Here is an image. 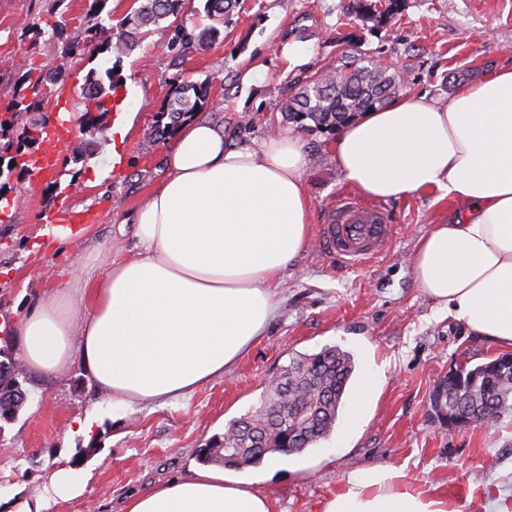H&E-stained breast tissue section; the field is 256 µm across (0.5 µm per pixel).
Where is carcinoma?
Segmentation results:
<instances>
[{
  "label": "carcinoma",
  "instance_id": "cac0c4a2",
  "mask_svg": "<svg viewBox=\"0 0 512 512\" xmlns=\"http://www.w3.org/2000/svg\"><path fill=\"white\" fill-rule=\"evenodd\" d=\"M108 0H91L90 14L97 21L83 31L66 34L65 24L55 25L56 35L64 39L62 62L46 65L39 70L33 82L31 96H15L4 108L0 117V156L11 151L34 153L41 150L49 133L45 121H25L22 115L41 111L42 88L64 82L69 76L68 62L84 56L101 59L102 68L90 69L84 80L85 111L78 123L93 126L97 119L91 112L109 111L108 99L112 87L120 82L116 70L122 68L123 57L140 43L147 28L159 21L176 16L182 0H141L138 8L120 24V31L112 28V14L102 18ZM237 5L236 0H206L207 13L217 19L224 18ZM220 30L184 24L175 27L174 35L166 44L168 52L181 55L195 46L206 48L219 41ZM401 79L380 66H361L349 69L344 65L321 70L299 88L285 106L288 118L301 123L310 120L315 127L336 131L356 115L369 109L382 107L396 96ZM211 100L209 87L187 79L170 83L166 104L158 112L153 129L155 139L164 141L175 135L179 126L195 114L204 111ZM355 371L351 353L338 346H325L312 354L292 357L282 376L291 383L290 398L298 408L312 411L306 426L307 438L300 441L305 449L329 439L338 419L347 386ZM278 401L276 392L263 394L258 405L243 417L229 423L224 435L212 439L199 449V459L205 463L244 468L259 464L266 455L278 453L288 456L282 447V437L291 434L293 423L286 422L279 429L270 426L269 411ZM438 418L450 429L471 424L492 425L505 415L512 414V354L501 355L487 363L468 368L459 367L456 379L445 383L444 397ZM266 432L264 447L254 446L243 424Z\"/></svg>",
  "mask_w": 512,
  "mask_h": 512
}]
</instances>
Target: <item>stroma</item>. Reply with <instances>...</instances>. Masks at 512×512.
Instances as JSON below:
<instances>
[{"mask_svg":"<svg viewBox=\"0 0 512 512\" xmlns=\"http://www.w3.org/2000/svg\"><path fill=\"white\" fill-rule=\"evenodd\" d=\"M205 0H183L178 17L151 26L123 58L122 82L137 94L129 107V147L120 178L94 182L112 163V119L93 132L73 129L57 156L56 185L11 190V221L0 223V348L14 345L11 326L49 288L83 281L105 270L112 245L131 247L125 214L142 204L165 176V144L151 136L173 77L208 81L218 100L207 119L232 143L258 142L273 132L298 136L308 153L307 189L313 224H322L352 190L332 154L333 133L288 121L285 102L328 63L379 64L398 72L408 93L447 102L463 85L512 65V0H394L392 14L355 10L354 0H239L220 25L222 39L206 49L171 56L165 49L177 23L211 25ZM69 32L90 23L88 0H0V103L25 91L24 73L62 60L52 39L55 21ZM311 51L309 64L281 56L280 42ZM268 71L262 84L245 78L255 57ZM94 139L96 153L78 161L79 143ZM396 233L390 249L361 266L326 256L318 242L289 264L276 319L224 377L176 402L148 401L120 415L105 406L74 368L62 378L17 366L26 393L18 413L0 420V512L39 495L50 475L80 462L91 478L85 492L50 502L47 512H126L129 501L153 486L188 475L198 448L256 405L292 356L325 346L349 351L356 369L369 360L386 373L360 425L338 419L329 440L288 457H265L224 474L269 498L273 512H323L340 481L373 465L404 468L411 483L438 482L459 512L512 508V416L490 427L448 431L430 401L436 383L460 365L475 366L503 347L472 334L440 312L417 288L406 262L428 225L448 210L431 194L385 202ZM90 213L71 245L54 248L43 231L55 211ZM100 408L99 434L85 442L75 421Z\"/></svg>","mask_w":512,"mask_h":512,"instance_id":"1","label":"stroma"}]
</instances>
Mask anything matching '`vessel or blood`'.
Listing matches in <instances>:
<instances>
[{
	"label": "vessel or blood",
	"mask_w": 512,
	"mask_h": 512,
	"mask_svg": "<svg viewBox=\"0 0 512 512\" xmlns=\"http://www.w3.org/2000/svg\"><path fill=\"white\" fill-rule=\"evenodd\" d=\"M128 100L125 84H118L112 92V172L116 175L120 174L125 157L127 135L124 114ZM69 141L68 129H55L48 138L46 148L34 161V178H41L53 166L58 149ZM318 236L327 253L336 257L337 261L360 265L390 247L393 226L384 208L345 197L336 205L335 222L319 225Z\"/></svg>",
	"instance_id": "obj_1"
}]
</instances>
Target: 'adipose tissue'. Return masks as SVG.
Instances as JSON below:
<instances>
[{"label": "adipose tissue", "mask_w": 512, "mask_h": 512, "mask_svg": "<svg viewBox=\"0 0 512 512\" xmlns=\"http://www.w3.org/2000/svg\"><path fill=\"white\" fill-rule=\"evenodd\" d=\"M336 167L381 201L433 193L455 203L408 258L417 288L471 332L512 346V67L485 74L443 104L405 94L338 132ZM303 143L276 134L231 145L192 118L165 155L166 176L128 216L132 249H112L102 275L44 294L21 318L16 355L31 370L80 368L116 412L174 400L223 376L279 309L289 264L310 237ZM80 465L55 470L47 499L83 493ZM128 512H272L268 498L201 467L134 497ZM324 512H453L438 487L402 469L351 473Z\"/></svg>", "instance_id": "ef3b65f1"}]
</instances>
